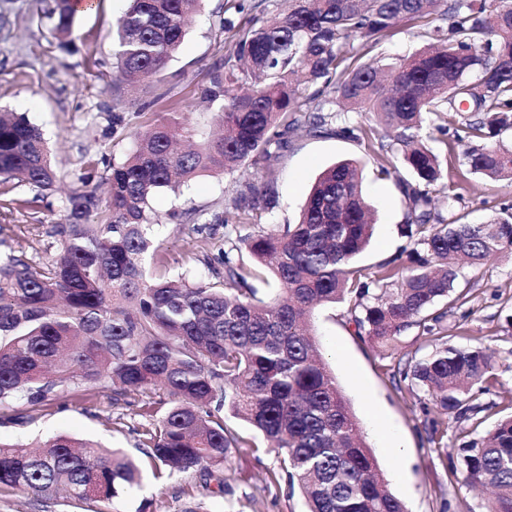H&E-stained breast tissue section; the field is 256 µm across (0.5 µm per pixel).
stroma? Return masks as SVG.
Wrapping results in <instances>:
<instances>
[{
  "mask_svg": "<svg viewBox=\"0 0 512 512\" xmlns=\"http://www.w3.org/2000/svg\"><path fill=\"white\" fill-rule=\"evenodd\" d=\"M73 25L72 44L59 47L45 17L53 0H0V111L27 115L47 143L57 173L55 191L43 202L27 206L35 190L27 185L10 188L13 209L0 224V247L39 261L55 251L54 223L65 215V201L81 184V167L95 168V180L104 183L114 164L131 151L135 134L144 130L157 112L180 113L185 123L207 135L211 114L200 99L210 82L212 66L225 55V34L220 28L224 0H202L174 57L159 77L134 87L118 85L112 25L127 7V0H82ZM122 98L125 120L112 123V100ZM357 161L363 193L376 218L373 236L357 264L365 272L377 270L395 257H407L413 247L405 227L408 199L397 177L381 178L363 144L332 133L310 136L295 132L273 162L276 206L254 210L243 232L262 234L280 224L295 223L318 175L334 163ZM256 170L245 166L231 174L201 173L180 193L160 191L152 206L160 222L154 227L157 245L168 255L175 271L206 274L204 254L224 247V225H214L211 236L193 233L190 225L176 224L169 214L176 208H195L210 214L223 211L224 202L240 185L254 181ZM512 206V184L473 178L455 209L468 221L482 222ZM457 290L466 297L449 308L444 334L454 346L484 342L492 352L495 388L481 395L487 403V422L498 414L494 403L512 392V253H500L485 265L461 267ZM314 330L324 357L348 400L389 489L401 497L409 512H486L487 493L466 486L455 477L460 468L462 440L470 421L439 417L446 428L442 447L429 441L423 408L426 394L409 382L394 378L399 362L428 355L433 346L419 327L404 330L395 356H387L356 334L349 302L327 303L314 313ZM112 390L85 401H53L34 411L21 402L0 405V442L37 445L54 435L89 439L108 448H121L142 458L137 430V408L114 403ZM227 423L249 439L224 464L233 488L227 496L211 495L209 512H303L299 493L268 479L279 465L265 441L242 421ZM192 473L171 481L146 476L142 488L127 496L128 512H179L186 498L181 491L198 485ZM107 503H68L61 498L34 500L11 488L0 490V512H106Z\"/></svg>",
  "mask_w": 512,
  "mask_h": 512,
  "instance_id": "1",
  "label": "stroma"
}]
</instances>
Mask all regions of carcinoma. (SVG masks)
<instances>
[{
	"instance_id": "cac0c4a2",
	"label": "carcinoma",
	"mask_w": 512,
	"mask_h": 512,
	"mask_svg": "<svg viewBox=\"0 0 512 512\" xmlns=\"http://www.w3.org/2000/svg\"><path fill=\"white\" fill-rule=\"evenodd\" d=\"M55 37L65 42L79 0H54ZM200 0H130L115 21L117 80L136 84L160 75L186 33ZM285 10L251 16L244 26L220 19L232 34L224 62L214 66L202 98L219 131L194 137L174 112H161L112 166L103 201L87 170L83 190L67 199V215L52 225L56 252L45 261L0 254V405L22 401L38 411L71 388L82 399L112 389L115 401L137 399L138 434L148 457L172 479L193 472L216 478L243 440L220 416L226 408L272 444L279 467L269 472L298 488L307 512H408L379 475L349 403L309 333L314 308L349 300L358 336L391 352L416 325L435 344L428 356L399 371L424 390L432 408L455 420H479L495 404L479 396L496 383L492 355L482 345L451 346L439 335L446 312L430 310L454 295L457 268L512 251V206L474 224L454 212L461 194L428 187L457 164V188L469 175L512 182V150L473 147L512 128V12L499 0H285ZM426 30L432 44L387 64L367 62L397 23ZM374 113L371 126H336L346 109ZM454 112L465 136L434 152L429 116ZM334 131L362 143L379 173L405 169L408 223L417 238L410 265L394 258L370 275L357 259L372 236V218L355 162L343 160L314 183L298 222L264 234L227 239V249L203 258L207 278L171 274L153 245L154 196L202 172L231 173L250 163L262 172L211 218L195 209L170 219L203 233L211 224L271 207L270 160L295 131ZM57 179L42 134L27 116L0 112V184L37 188ZM98 224L88 223L93 213ZM156 269L147 275L144 258ZM270 270L274 287L254 282ZM380 292H374V289ZM461 477L491 491L487 512H512V414L462 445ZM142 472L120 448L58 435L31 451L0 443V487L41 499L63 491L74 502L99 501L127 512L125 495ZM181 493L178 512H204L196 494Z\"/></svg>"
}]
</instances>
